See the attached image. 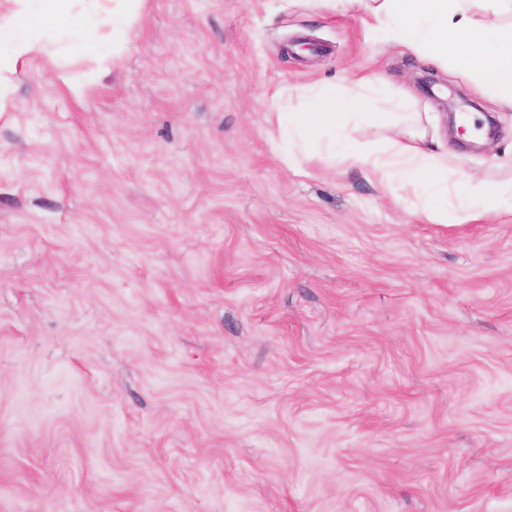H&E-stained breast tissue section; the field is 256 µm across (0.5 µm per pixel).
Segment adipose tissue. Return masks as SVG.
<instances>
[{
    "mask_svg": "<svg viewBox=\"0 0 512 512\" xmlns=\"http://www.w3.org/2000/svg\"><path fill=\"white\" fill-rule=\"evenodd\" d=\"M2 28L30 31L61 28L74 37L95 41L98 29L86 26L74 13L71 0H12ZM364 9L369 28L387 42L408 48L433 64L455 65L478 80L505 105L512 106V30L478 27L466 0H344ZM143 0H112V12L101 19L108 27L111 52L98 61L106 69L113 55L127 46V22ZM358 90L341 94L332 88L307 87L299 91L303 105L276 112L280 153L293 172L303 162L332 159L346 163L381 183L397 199L412 195L419 214L432 224H466L478 216L512 211V177L488 179L448 169L441 146L428 144L416 112H375L371 100L390 95L383 78L364 76ZM391 127L393 134L377 142L351 137L357 128Z\"/></svg>",
    "mask_w": 512,
    "mask_h": 512,
    "instance_id": "1",
    "label": "adipose tissue"
}]
</instances>
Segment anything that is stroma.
<instances>
[{"mask_svg":"<svg viewBox=\"0 0 512 512\" xmlns=\"http://www.w3.org/2000/svg\"><path fill=\"white\" fill-rule=\"evenodd\" d=\"M0 109V512H512V212L430 224L270 112L375 73L450 167L512 107L330 0H144L33 33ZM431 73L494 120L450 132ZM142 3L143 0L112 1V15L108 12V14L101 19V25L110 29L108 42L111 47V52L99 59L97 72L88 74L86 80H93L98 72L107 68L111 59L126 49L128 42L127 20L135 17L139 13Z\"/></svg>","mask_w":512,"mask_h":512,"instance_id":"35a3bbf8","label":"stroma"}]
</instances>
